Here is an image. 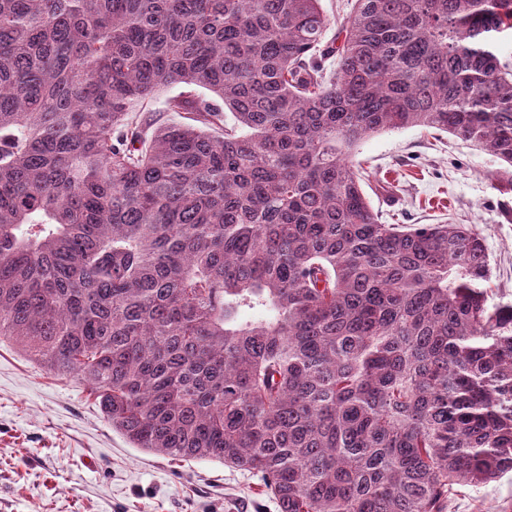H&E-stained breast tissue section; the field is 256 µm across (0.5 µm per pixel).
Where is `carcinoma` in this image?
Instances as JSON below:
<instances>
[{
  "mask_svg": "<svg viewBox=\"0 0 512 512\" xmlns=\"http://www.w3.org/2000/svg\"><path fill=\"white\" fill-rule=\"evenodd\" d=\"M329 26L320 0H0V337L280 512H446L512 471V304L467 225L382 223L352 151L448 133L512 221V0ZM171 86L223 105L146 119Z\"/></svg>",
  "mask_w": 512,
  "mask_h": 512,
  "instance_id": "cac0c4a2",
  "label": "carcinoma"
}]
</instances>
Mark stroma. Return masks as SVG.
<instances>
[{
    "mask_svg": "<svg viewBox=\"0 0 512 512\" xmlns=\"http://www.w3.org/2000/svg\"><path fill=\"white\" fill-rule=\"evenodd\" d=\"M386 224L469 225L484 239L491 302L512 303V221L501 212L489 155L451 135L384 131L354 150ZM0 512H279L260 474L131 445L89 389L0 339ZM447 512H512V473L459 484Z\"/></svg>",
    "mask_w": 512,
    "mask_h": 512,
    "instance_id": "stroma-1",
    "label": "stroma"
}]
</instances>
